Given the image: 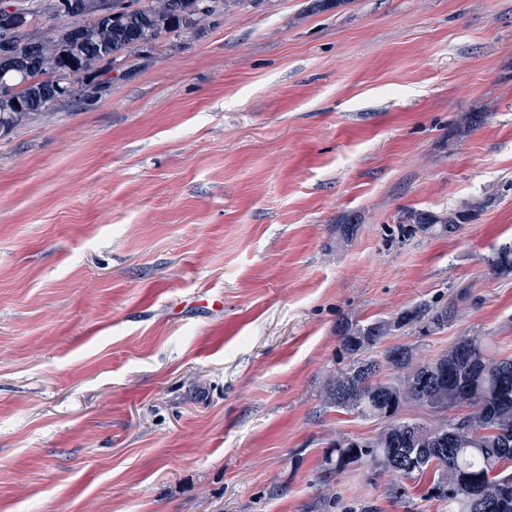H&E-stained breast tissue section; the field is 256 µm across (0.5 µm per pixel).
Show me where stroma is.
I'll list each match as a JSON object with an SVG mask.
<instances>
[{
  "mask_svg": "<svg viewBox=\"0 0 512 512\" xmlns=\"http://www.w3.org/2000/svg\"><path fill=\"white\" fill-rule=\"evenodd\" d=\"M248 0L0 134V512H322L337 325L512 354V0ZM482 112L469 133L461 117ZM469 210L402 236L409 210ZM357 218L342 239V216ZM224 295L217 313L186 306ZM335 512H404L367 466Z\"/></svg>",
  "mask_w": 512,
  "mask_h": 512,
  "instance_id": "stroma-1",
  "label": "stroma"
}]
</instances>
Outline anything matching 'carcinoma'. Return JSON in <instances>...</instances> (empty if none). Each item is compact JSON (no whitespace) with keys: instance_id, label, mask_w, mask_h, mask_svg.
Listing matches in <instances>:
<instances>
[{"instance_id":"obj_1","label":"carcinoma","mask_w":512,"mask_h":512,"mask_svg":"<svg viewBox=\"0 0 512 512\" xmlns=\"http://www.w3.org/2000/svg\"><path fill=\"white\" fill-rule=\"evenodd\" d=\"M73 0H49L57 16L77 19L58 33L33 39L30 12L19 8L9 21L17 35L35 41L30 58L17 59L16 68L0 74L14 86L0 95V130L8 131L51 115L57 103L85 96L87 81L119 70V58L149 50L163 39L190 33L199 18L227 12L248 0H112V16L91 19L87 9L68 7ZM71 87L68 93L57 88ZM465 214L434 215L408 211L403 215L412 234L450 235ZM494 275H512V245L499 249L489 261ZM461 313L448 302L420 301L396 315L339 329L340 351L355 356L346 367L330 373L320 393L324 408L380 423L374 435L347 441L338 438L324 456V471L341 475L355 464L370 465L376 475L390 477L395 497H405L402 478L434 470L421 500H406V512H423L420 501H437L445 512H512V355L500 356L482 336H461L437 354L426 357L414 343H393L377 356L362 352L377 347L402 321L424 336L436 335ZM414 407L428 420L402 417ZM468 413L449 417L451 409Z\"/></svg>"}]
</instances>
